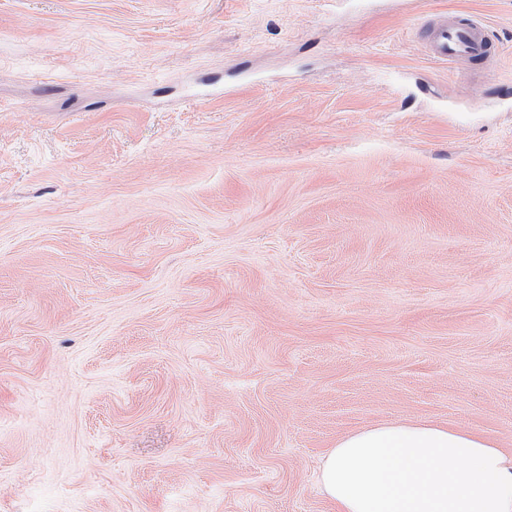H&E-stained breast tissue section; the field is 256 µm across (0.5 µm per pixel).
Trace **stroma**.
I'll use <instances>...</instances> for the list:
<instances>
[{
	"label": "stroma",
	"mask_w": 512,
	"mask_h": 512,
	"mask_svg": "<svg viewBox=\"0 0 512 512\" xmlns=\"http://www.w3.org/2000/svg\"><path fill=\"white\" fill-rule=\"evenodd\" d=\"M371 3L0 0V512H332L385 420L512 448V0ZM426 28L422 44L426 56L446 64L462 63L467 68L480 64L484 78L495 81L499 54L483 22L443 17L428 21Z\"/></svg>",
	"instance_id": "stroma-1"
}]
</instances>
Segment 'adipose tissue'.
<instances>
[{
    "label": "adipose tissue",
    "mask_w": 512,
    "mask_h": 512,
    "mask_svg": "<svg viewBox=\"0 0 512 512\" xmlns=\"http://www.w3.org/2000/svg\"><path fill=\"white\" fill-rule=\"evenodd\" d=\"M319 480L336 512H512V451L427 419L346 432L323 454Z\"/></svg>",
    "instance_id": "ef3b65f1"
}]
</instances>
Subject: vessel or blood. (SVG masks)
<instances>
[{
	"label": "vessel or blood",
	"instance_id": "b4317fda",
	"mask_svg": "<svg viewBox=\"0 0 512 512\" xmlns=\"http://www.w3.org/2000/svg\"><path fill=\"white\" fill-rule=\"evenodd\" d=\"M426 28L422 44L426 56L446 64H480L485 79L495 81L499 54L483 22L443 17L428 21Z\"/></svg>",
	"mask_w": 512,
	"mask_h": 512
}]
</instances>
